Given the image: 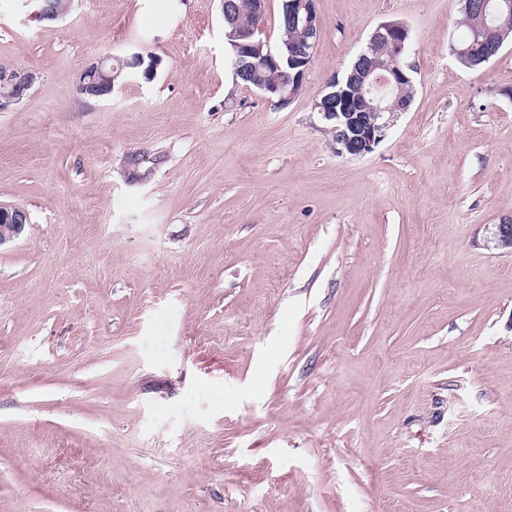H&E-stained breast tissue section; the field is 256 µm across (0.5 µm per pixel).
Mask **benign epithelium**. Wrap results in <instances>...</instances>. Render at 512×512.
Wrapping results in <instances>:
<instances>
[{"label": "benign epithelium", "mask_w": 512, "mask_h": 512, "mask_svg": "<svg viewBox=\"0 0 512 512\" xmlns=\"http://www.w3.org/2000/svg\"><path fill=\"white\" fill-rule=\"evenodd\" d=\"M512 7V0L502 3H492V0H466V6L474 7L477 12L480 29L478 35H487L490 26L487 18H496V12L502 6ZM300 9L303 14L289 16L293 25L301 26V30L312 38L305 42L297 51H288L286 65L287 78L291 88L277 83L261 88V94L266 99L271 95L280 94L279 106H286L294 99L305 80L312 60V53L322 32V20L316 8V0H302ZM262 31L256 24L248 28L232 25L230 31L224 33L232 44L238 57V63L243 65L247 58L263 48L258 32ZM384 40L389 45L388 60L383 65L368 62L367 55H361L354 65L353 75L356 79L370 87L400 85L410 80L408 72L411 65L405 62V54L410 44L408 27L399 21L383 22L377 26L371 35V40ZM112 57L106 56L86 66L80 73L77 83L79 96L86 100L104 99L115 90L112 73ZM35 74L20 66H5L0 64V112L18 103L35 83ZM409 105L398 104L393 109L383 105L382 99L376 98L359 102L343 96V91L323 93L314 102V109L322 118L336 122L332 128L336 153L354 157L364 156L373 151L387 135L394 123L395 111H407ZM28 214L20 208L0 207V247L19 239L28 224ZM497 246L512 249V219L497 225Z\"/></svg>", "instance_id": "obj_1"}]
</instances>
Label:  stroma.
I'll use <instances>...</instances> for the list:
<instances>
[{
	"instance_id": "1",
	"label": "stroma",
	"mask_w": 512,
	"mask_h": 512,
	"mask_svg": "<svg viewBox=\"0 0 512 512\" xmlns=\"http://www.w3.org/2000/svg\"><path fill=\"white\" fill-rule=\"evenodd\" d=\"M303 88L236 84L219 0H0V512H512V42L460 0H316ZM403 22L416 95L340 155L312 109ZM157 60L81 100L107 55ZM139 164H131V157ZM492 1L493 0H482V1L471 2L470 0H466L465 6L473 7V5H474V9L477 12L480 29H478L476 31V36L483 35L484 36V39L482 41L483 43L486 41L485 35H487V33H489V31L491 29V27L488 25V23L486 21L487 18L488 17H490L491 19L496 18V15L490 10ZM462 22H463V26L466 29V35L459 42L469 45V46L473 45L472 56L470 58H468L467 60L457 59L458 57L468 55L471 52L470 48H464L463 45L458 46L456 44H453L452 51L457 56L456 59L462 66H464L466 68L479 67L486 62L480 61L478 59L479 55L481 54V52L483 51V48H484L483 43L480 42V40L474 41L473 27L477 23V21H476L475 17L467 16L462 10ZM112 56L102 57L86 66L80 73L77 92L85 101L104 99L115 90ZM35 80V74L26 68L0 64V112L22 100ZM28 221V214L24 210L0 207V248L19 239Z\"/></svg>"
}]
</instances>
